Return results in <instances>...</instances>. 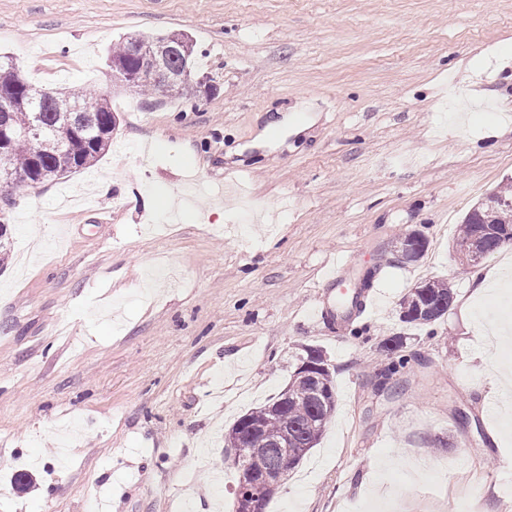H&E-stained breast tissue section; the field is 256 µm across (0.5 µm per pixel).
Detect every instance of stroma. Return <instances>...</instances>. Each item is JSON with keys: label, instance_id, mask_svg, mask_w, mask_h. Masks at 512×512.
Returning a JSON list of instances; mask_svg holds the SVG:
<instances>
[{"label": "stroma", "instance_id": "1", "mask_svg": "<svg viewBox=\"0 0 512 512\" xmlns=\"http://www.w3.org/2000/svg\"><path fill=\"white\" fill-rule=\"evenodd\" d=\"M173 31L210 92L115 81L121 37ZM0 50L118 116L90 168L0 189V512H234L224 435L308 346L336 412L266 512H387L380 481L402 512H512V395L489 385L512 343L482 341L512 320V281L476 300L453 250L470 206L512 183V0H0ZM297 110L305 134L262 139ZM190 173L220 204L163 207ZM97 179L90 209L61 208ZM414 230L428 246L406 262ZM347 257L376 297L350 323L315 311ZM432 277L448 313L402 323ZM454 301V293L443 279H428L411 288L399 303V312L406 311L407 319L400 320L412 325H431L444 317ZM425 305L430 306L424 308ZM427 312L419 315L420 309Z\"/></svg>", "mask_w": 512, "mask_h": 512}]
</instances>
